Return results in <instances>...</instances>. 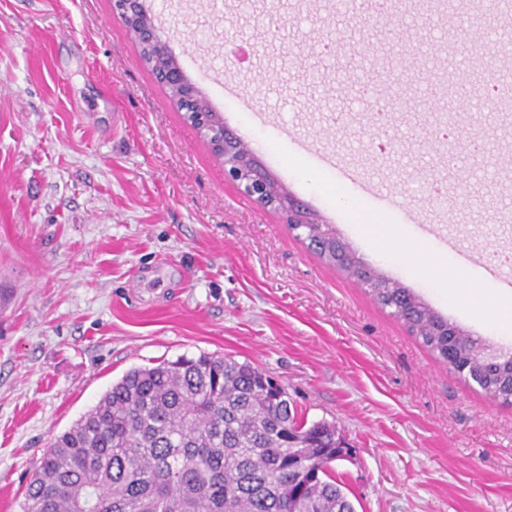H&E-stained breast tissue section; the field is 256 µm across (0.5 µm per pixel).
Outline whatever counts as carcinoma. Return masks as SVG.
<instances>
[{
	"mask_svg": "<svg viewBox=\"0 0 512 512\" xmlns=\"http://www.w3.org/2000/svg\"><path fill=\"white\" fill-rule=\"evenodd\" d=\"M137 44L156 78L180 66L169 48ZM164 87L193 127L213 113L201 93L187 98ZM322 228L328 239L319 256L352 273L438 361L465 379L480 374L489 397L502 380L512 382L511 351L487 361L468 330L365 268L348 243ZM304 424L283 389L230 356L134 368L46 449L22 512H354L332 469L344 456L336 425Z\"/></svg>",
	"mask_w": 512,
	"mask_h": 512,
	"instance_id": "obj_1",
	"label": "carcinoma"
}]
</instances>
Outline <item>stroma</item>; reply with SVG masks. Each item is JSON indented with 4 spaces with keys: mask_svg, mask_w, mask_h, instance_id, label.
Masks as SVG:
<instances>
[{
    "mask_svg": "<svg viewBox=\"0 0 512 512\" xmlns=\"http://www.w3.org/2000/svg\"><path fill=\"white\" fill-rule=\"evenodd\" d=\"M191 81L227 128L371 267L474 336L512 331L472 315L434 271L373 251L327 186L290 158L334 155L365 196L416 240L412 212L444 253L512 243V113L485 92L512 87V17L485 0L444 14L418 0H144ZM251 50L235 64L237 44ZM411 58L408 110L387 109L373 64ZM456 142L436 150L449 112ZM226 355L279 382L298 419L335 423L333 462L355 512H512V405L439 363L279 213L247 197L142 63L115 0H0V512H21L54 439L129 370Z\"/></svg>",
    "mask_w": 512,
    "mask_h": 512,
    "instance_id": "35a3bbf8",
    "label": "stroma"
}]
</instances>
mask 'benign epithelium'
I'll return each instance as SVG.
<instances>
[{
  "label": "benign epithelium",
  "mask_w": 512,
  "mask_h": 512,
  "mask_svg": "<svg viewBox=\"0 0 512 512\" xmlns=\"http://www.w3.org/2000/svg\"><path fill=\"white\" fill-rule=\"evenodd\" d=\"M214 127L220 129L221 145L224 146V172L228 178L238 183L243 191L253 197L256 202L265 208H271L280 203V197L272 185L269 173L259 162H253L244 169L237 159L238 137L224 129V120L219 116L213 117ZM284 223L295 225L307 237L320 241L324 238L317 220L303 205L297 202H288L281 209Z\"/></svg>",
  "instance_id": "obj_1"
}]
</instances>
